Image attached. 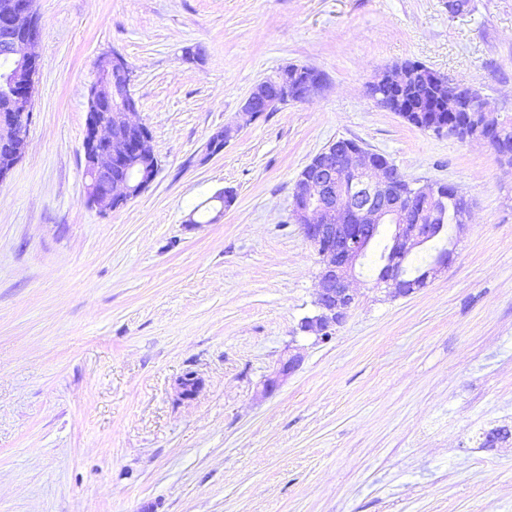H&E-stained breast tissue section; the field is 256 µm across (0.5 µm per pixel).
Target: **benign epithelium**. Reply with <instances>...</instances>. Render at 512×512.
Returning <instances> with one entry per match:
<instances>
[{
	"instance_id": "obj_1",
	"label": "benign epithelium",
	"mask_w": 512,
	"mask_h": 512,
	"mask_svg": "<svg viewBox=\"0 0 512 512\" xmlns=\"http://www.w3.org/2000/svg\"><path fill=\"white\" fill-rule=\"evenodd\" d=\"M0 28L11 36L5 57L11 70L5 87L18 85L25 95L13 100L14 110L0 113V181H4L27 150L25 125L33 99L37 56L34 47L42 29L36 19V0H9L0 11ZM405 70H387L367 86L377 104L391 110L395 101L377 97L374 88L397 86ZM438 93L452 88L455 111L468 108L473 98L470 88L437 74ZM133 68L120 53L98 56L96 79L88 96V112L82 141L87 203L108 213L140 196L155 180L158 160L151 148L149 130L131 121L137 103L132 91ZM323 80L306 77L301 82L288 78V69L256 84L241 107L246 121L264 112H277L290 102L306 101L316 95ZM234 128L214 131L206 144V156L217 155L232 138ZM474 138L493 147L502 142L499 123L485 120ZM459 191L452 184H436L429 190L415 189L412 183L385 156L352 145L342 138L315 155L301 171L293 191L292 217L302 237L317 253L320 262L319 284L314 306L316 313L301 321V331L332 333L344 323L357 297L350 288L357 266L368 252L373 236L387 228L393 259L413 251L440 230L425 223L427 214L445 206L448 193ZM375 287L390 297L407 296L414 289L393 274L382 275ZM301 357L291 354L266 379L264 392L270 394L300 365ZM201 386L195 375L178 380V395L193 398Z\"/></svg>"
}]
</instances>
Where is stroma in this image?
Listing matches in <instances>:
<instances>
[{"instance_id": "35a3bbf8", "label": "stroma", "mask_w": 512, "mask_h": 512, "mask_svg": "<svg viewBox=\"0 0 512 512\" xmlns=\"http://www.w3.org/2000/svg\"><path fill=\"white\" fill-rule=\"evenodd\" d=\"M28 148L0 183V512H512V165L366 87L420 62L512 117V0H37ZM200 47L199 59L183 51ZM132 65L159 172L86 202L95 61ZM322 90L209 136L288 65ZM340 138L470 203L447 269L395 299L358 269L331 337L301 333L316 252L295 181ZM235 199L219 208L214 194ZM300 367L264 380L289 349ZM197 374L195 398L177 381ZM405 75V70L402 69L400 71H392L387 70L383 74L379 75L373 82H370L367 86L368 94L379 104L381 107L390 111L391 108L395 105V101L390 96L383 97H375V93L373 92L374 88L381 85H387L388 87L393 86L397 87L399 83H401L402 77ZM301 357L298 354H291L287 359L281 362L279 369L273 376L266 379L264 383V392L270 394L280 385L281 381L289 374L293 373L300 365Z\"/></svg>"}]
</instances>
